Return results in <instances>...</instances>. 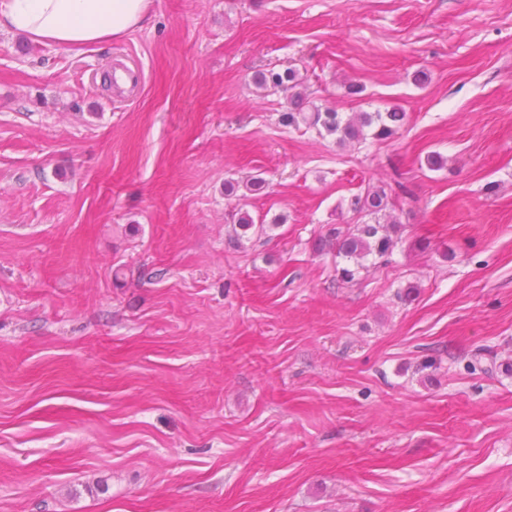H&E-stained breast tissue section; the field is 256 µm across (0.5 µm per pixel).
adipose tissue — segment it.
<instances>
[{
	"instance_id": "ef3b65f1",
	"label": "adipose tissue",
	"mask_w": 512,
	"mask_h": 512,
	"mask_svg": "<svg viewBox=\"0 0 512 512\" xmlns=\"http://www.w3.org/2000/svg\"><path fill=\"white\" fill-rule=\"evenodd\" d=\"M153 0H0V28L63 48L119 39L141 25Z\"/></svg>"
}]
</instances>
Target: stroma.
<instances>
[{"label": "stroma", "mask_w": 512, "mask_h": 512, "mask_svg": "<svg viewBox=\"0 0 512 512\" xmlns=\"http://www.w3.org/2000/svg\"><path fill=\"white\" fill-rule=\"evenodd\" d=\"M288 67L406 123L282 125L254 78ZM395 178L391 255L341 283L320 236ZM237 212L286 221L237 246ZM0 512H512V0L1 29Z\"/></svg>", "instance_id": "35a3bbf8"}]
</instances>
